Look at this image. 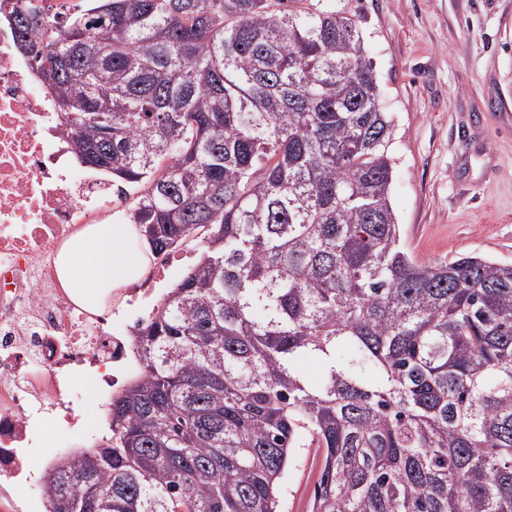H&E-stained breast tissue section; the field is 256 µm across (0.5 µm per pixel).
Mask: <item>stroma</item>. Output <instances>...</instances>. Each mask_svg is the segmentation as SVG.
Segmentation results:
<instances>
[{"label":"stroma","mask_w":512,"mask_h":512,"mask_svg":"<svg viewBox=\"0 0 512 512\" xmlns=\"http://www.w3.org/2000/svg\"><path fill=\"white\" fill-rule=\"evenodd\" d=\"M396 131L391 203L419 262H512V0H350ZM321 453L294 449L281 512H308Z\"/></svg>","instance_id":"35a3bbf8"}]
</instances>
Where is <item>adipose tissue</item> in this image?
<instances>
[{"label":"adipose tissue","mask_w":512,"mask_h":512,"mask_svg":"<svg viewBox=\"0 0 512 512\" xmlns=\"http://www.w3.org/2000/svg\"><path fill=\"white\" fill-rule=\"evenodd\" d=\"M149 263V251L128 214L92 224L60 249L56 266L64 288L83 307L103 308L112 291L134 282Z\"/></svg>","instance_id":"ef3b65f1"}]
</instances>
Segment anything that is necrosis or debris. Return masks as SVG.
<instances>
[{"label": "necrosis or debris", "instance_id": "obj_1", "mask_svg": "<svg viewBox=\"0 0 512 512\" xmlns=\"http://www.w3.org/2000/svg\"><path fill=\"white\" fill-rule=\"evenodd\" d=\"M110 184L75 160L53 97L0 23V512H50L46 498L20 500L33 483L31 448L48 422L63 425L52 455H75L76 378L111 393L128 363V322L79 306L59 284L56 258L87 225L125 207Z\"/></svg>", "mask_w": 512, "mask_h": 512}]
</instances>
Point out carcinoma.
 <instances>
[{
    "instance_id": "cac0c4a2",
    "label": "carcinoma",
    "mask_w": 512,
    "mask_h": 512,
    "mask_svg": "<svg viewBox=\"0 0 512 512\" xmlns=\"http://www.w3.org/2000/svg\"><path fill=\"white\" fill-rule=\"evenodd\" d=\"M16 47L151 251L198 262L138 325L105 444L52 512H512V263L401 243L393 117L347 0H25ZM317 359L318 381L301 370ZM321 468L317 448H294L279 488L282 512H308Z\"/></svg>"
}]
</instances>
